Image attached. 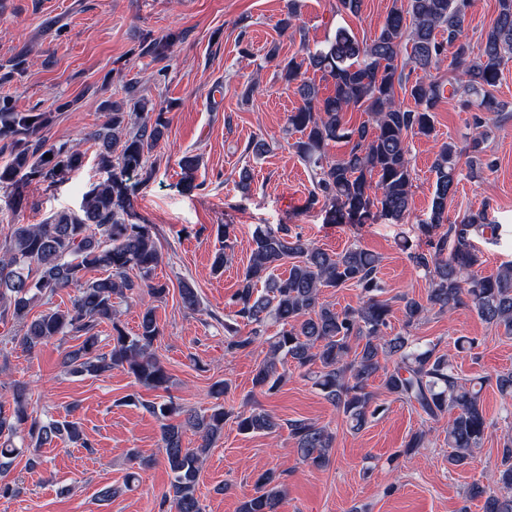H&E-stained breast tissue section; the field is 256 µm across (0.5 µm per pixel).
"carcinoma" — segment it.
I'll use <instances>...</instances> for the list:
<instances>
[{"mask_svg":"<svg viewBox=\"0 0 512 512\" xmlns=\"http://www.w3.org/2000/svg\"><path fill=\"white\" fill-rule=\"evenodd\" d=\"M497 2L496 17L481 34L476 55L464 36L473 0H392L383 26L372 39L361 41L349 29L338 27L325 47L312 50L302 45L307 66L332 82V94L319 97V89L294 59L281 68L284 80L301 100L288 113L287 130L302 134L296 148L313 173L310 202L324 199L330 224H365L379 217L403 221L412 209L409 140L433 135L435 112L447 95L460 98L464 109L474 111L475 133L464 148L444 142L436 155L429 217L421 225L427 250L404 244L414 265L429 277V288L424 300L407 293L397 297L403 331L393 332L392 305L380 298L378 256L357 244L329 253L285 224L256 228L250 262L231 297L235 316L251 326L250 332L242 336L237 323L224 322L227 350H266L253 374V389L264 394L277 391L287 379L285 363L290 361L358 431L385 411L369 384L380 376L385 392L414 408L422 423L399 454L419 453L428 441L427 426L446 417L448 463L453 466L468 463L487 438L480 386L495 381L508 405L507 414H512V371L469 387L436 345L415 342L410 329L433 310L465 307L512 336V263L488 276L473 271L478 262L473 236L495 231L486 213L471 214L444 233H436L447 221L448 199L457 193L460 156L466 155L471 179L491 168L493 162L484 158L486 127L509 108L495 91L504 66L512 61V0ZM180 37L169 33L152 39L145 53L163 59ZM450 47L454 48L451 57ZM447 60L456 71L450 80L439 76ZM408 66L422 72L412 83L405 73ZM398 88L409 94L414 107L396 101ZM124 92L133 112L104 101L105 121L90 134L98 146L97 165L110 177L86 193L79 210L60 211L42 224H9L0 233V320L22 323L20 344L28 350L56 336L82 339L79 348L64 359L74 374L99 376L122 369L147 389L165 390L169 376L153 352L160 335L154 307L144 305L139 332L130 336L119 322L118 304L144 291L155 300L167 293L165 285L153 282L161 261L155 227L136 221L132 197L168 122L162 112L149 115L134 85H126ZM350 108L370 113L376 131L364 123L349 124ZM55 118L54 112H19L10 100H0V142L8 154L5 164H0V186H11L17 210L23 206L24 183L34 178L54 183L83 164L84 154L74 145L46 146L44 132ZM338 141L349 149L331 160L325 148ZM47 153L51 157H45ZM179 166L183 189L198 188L194 184L198 157L184 155ZM221 234L224 246L214 256L216 272L229 259L230 225H224ZM284 265L288 275L275 274ZM97 268L108 275L86 279L88 271ZM347 286L360 290L359 306L338 310L322 298L325 288ZM64 288L76 289L70 305L50 307L30 317L35 302L49 304ZM270 320L280 330L267 337L264 332ZM101 323L112 327L108 353L98 349L96 328ZM143 407L161 421L162 455L173 474L160 508L169 504L175 512H203L197 496L201 467L231 412L218 403L201 414L171 400L147 402ZM174 417L179 421L171 422ZM235 422L242 434H269L280 427L271 414L256 410L237 412ZM188 430L200 440L194 448L184 444ZM288 430L303 463L315 468L329 465L331 431L303 419L289 422ZM20 434L38 447L56 438L91 447L78 422L44 421L34 415L23 386L13 389L12 399L0 398V473L10 469L19 455L13 439ZM285 494L281 474L267 470L255 481L254 492L245 497L240 512H278ZM466 495L482 500L484 512H512V441L503 445L488 482L472 483Z\"/></svg>","mask_w":512,"mask_h":512,"instance_id":"carcinoma-1","label":"carcinoma"}]
</instances>
